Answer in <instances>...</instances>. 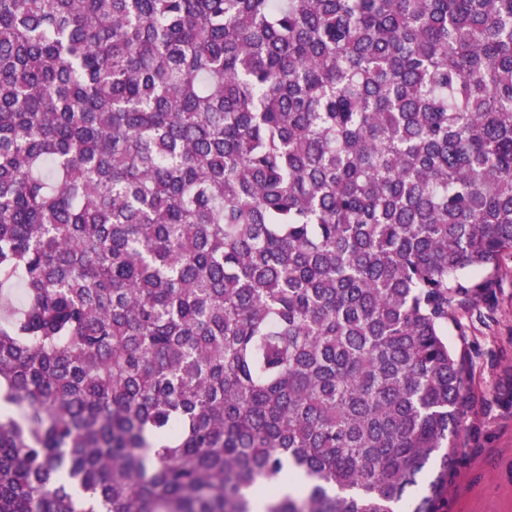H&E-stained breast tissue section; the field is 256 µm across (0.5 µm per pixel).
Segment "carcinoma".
<instances>
[{
	"label": "carcinoma",
	"instance_id": "obj_1",
	"mask_svg": "<svg viewBox=\"0 0 512 512\" xmlns=\"http://www.w3.org/2000/svg\"><path fill=\"white\" fill-rule=\"evenodd\" d=\"M508 253L512 0H0V512H437Z\"/></svg>",
	"mask_w": 512,
	"mask_h": 512
}]
</instances>
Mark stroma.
Listing matches in <instances>:
<instances>
[{
	"label": "stroma",
	"mask_w": 512,
	"mask_h": 512,
	"mask_svg": "<svg viewBox=\"0 0 512 512\" xmlns=\"http://www.w3.org/2000/svg\"><path fill=\"white\" fill-rule=\"evenodd\" d=\"M470 367L473 407L438 512H512V260L448 329Z\"/></svg>",
	"instance_id": "1"
}]
</instances>
